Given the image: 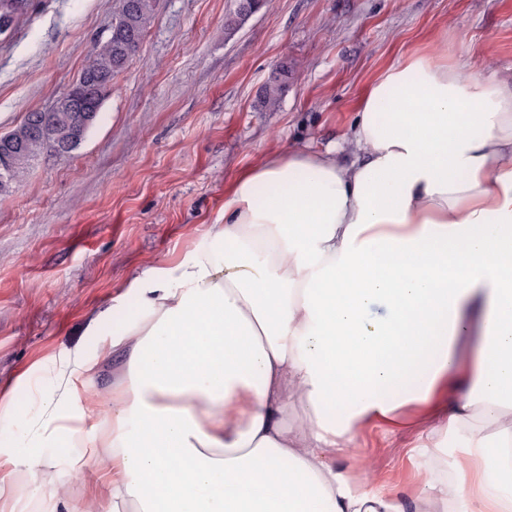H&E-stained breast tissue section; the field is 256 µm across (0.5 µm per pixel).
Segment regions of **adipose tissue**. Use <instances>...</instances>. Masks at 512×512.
I'll use <instances>...</instances> for the list:
<instances>
[{
  "label": "adipose tissue",
  "instance_id": "adipose-tissue-1",
  "mask_svg": "<svg viewBox=\"0 0 512 512\" xmlns=\"http://www.w3.org/2000/svg\"><path fill=\"white\" fill-rule=\"evenodd\" d=\"M128 291L138 312L111 342L124 385L84 402L96 364L74 350L32 422L0 432L16 465L49 448L74 465L77 438L92 449L90 495L59 512H512V427L472 424L477 404L512 412V73L407 54L347 144L272 155L201 245ZM471 308L473 390L417 448L438 457L441 435L463 432L454 476L431 475L412 503L353 486L333 456L362 423L434 402Z\"/></svg>",
  "mask_w": 512,
  "mask_h": 512
}]
</instances>
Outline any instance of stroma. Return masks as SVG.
<instances>
[{"label":"stroma","mask_w":512,"mask_h":512,"mask_svg":"<svg viewBox=\"0 0 512 512\" xmlns=\"http://www.w3.org/2000/svg\"><path fill=\"white\" fill-rule=\"evenodd\" d=\"M236 0H157L143 42L112 79L95 126L70 157L35 161L0 195V406L23 426L32 396L54 385L53 359L97 362L91 392L122 384L125 358L104 349L136 308L113 310L133 278L204 241L237 179L270 154L348 137L368 88L413 50L451 51L485 70L512 69V0H269L233 35ZM119 0H32L0 36V134L49 108L106 37ZM289 70L277 110L258 105L273 71ZM102 329L91 333L92 320ZM438 409L410 405L396 422L363 424L336 457L353 484L422 495L434 460L417 446ZM14 470L0 512H50L55 494L87 492L66 465Z\"/></svg>","instance_id":"35a3bbf8"}]
</instances>
